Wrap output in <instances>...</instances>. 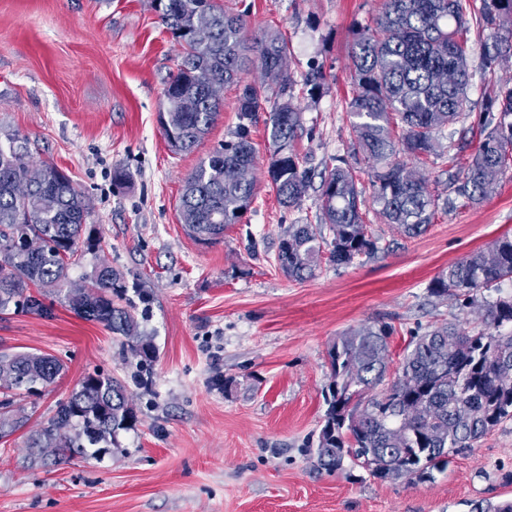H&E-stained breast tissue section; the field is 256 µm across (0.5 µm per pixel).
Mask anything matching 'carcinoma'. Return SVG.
Here are the masks:
<instances>
[{
  "mask_svg": "<svg viewBox=\"0 0 512 512\" xmlns=\"http://www.w3.org/2000/svg\"><path fill=\"white\" fill-rule=\"evenodd\" d=\"M162 21L181 46L177 74L164 89L170 105L165 137L176 153L194 148L220 112L217 90L237 81L257 57L274 84H247L238 99L239 123L233 138L200 161L188 177L180 220L198 241L224 236L238 223L234 209L252 204L255 183L252 123L271 105L267 131L276 147L269 166L279 203L301 205L314 178L319 184V223L292 224L279 244L277 263L289 278L313 275L323 255L338 266L378 250L364 224L365 188L345 159L317 173L301 168L289 143L302 128L293 104L295 87L313 92L323 74L306 73L297 82L288 72V42L278 32L248 35L245 21L215 0H154ZM468 0H382L374 26L361 29L352 45L356 89L348 102L353 146L371 172V200L387 223L406 237L426 232L439 196L425 180L405 172L399 155L423 163L458 168L450 188L465 205H477L512 169V83L496 85L478 124L479 141L466 163L453 124L466 106L470 82L467 55ZM476 18L492 32L483 67L492 71L512 54V0H480ZM208 14L211 36L194 40L192 19ZM448 141L444 145L441 140ZM27 139L0 145V311L40 315L44 302L29 288H53L71 309L132 339L131 355L144 367L152 362L153 339L138 331L136 305L148 294L105 264H95L85 284L74 288L69 269L100 240L87 230L82 193L54 165L30 177ZM512 238L504 236L442 270L430 283L432 296L478 307L480 325L468 330L452 323L413 336L404 348L399 375L380 393L390 361L395 329L374 324L353 329L327 352L330 382L317 438V461L335 471L345 461L385 481L408 478L431 482L448 457L472 448L494 428L512 420ZM482 290L495 295L478 296ZM63 370L59 360L37 353L0 354V439L24 426L14 413L13 391L41 393ZM137 416L120 381L89 374L54 414L27 438L29 459L44 461L45 449L64 457H99L118 434L135 427Z\"/></svg>",
  "mask_w": 512,
  "mask_h": 512,
  "instance_id": "1",
  "label": "carcinoma"
}]
</instances>
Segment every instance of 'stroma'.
I'll list each match as a JSON object with an SVG mask.
<instances>
[{
    "label": "stroma",
    "instance_id": "1",
    "mask_svg": "<svg viewBox=\"0 0 512 512\" xmlns=\"http://www.w3.org/2000/svg\"><path fill=\"white\" fill-rule=\"evenodd\" d=\"M217 2L243 14L253 36L280 31L294 76L324 72L318 90L295 92L303 128L291 152L320 169L341 156L366 171L350 147V55L382 0ZM489 38L477 27L468 34L465 129L485 109ZM180 51L154 0H0V143L27 137L33 166L58 167L83 193L100 245L71 269V281L82 284L104 263L138 283L150 301L135 315L157 348L146 392L124 338L78 315L54 289L42 291L50 315L0 314V350L52 355L65 366L40 396L16 398L25 424L0 439V512H472L512 500V420L431 482L380 481L359 467L330 472L316 463L327 350L339 336L394 325L392 380L411 333L478 321L475 309L432 297L427 286L448 264L512 236V171L481 204L438 209L414 239L368 211L374 255L348 266L324 260L312 278L292 280L276 262L279 243L289 225L317 223L319 191L310 188L297 208L278 202L268 178V113L252 128L257 195L249 210L215 243L195 240L180 221L185 181L231 139L241 93L225 87L209 133L193 151L173 153L159 114ZM117 168L125 184L113 181ZM93 373L127 387L135 429L120 432L101 458L30 466V432Z\"/></svg>",
    "mask_w": 512,
    "mask_h": 512
}]
</instances>
